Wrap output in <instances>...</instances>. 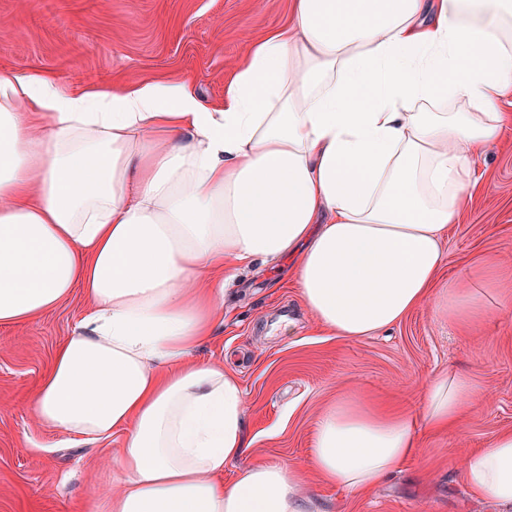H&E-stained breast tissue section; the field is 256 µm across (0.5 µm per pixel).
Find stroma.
I'll return each instance as SVG.
<instances>
[{"label": "stroma", "instance_id": "35a3bbf8", "mask_svg": "<svg viewBox=\"0 0 512 512\" xmlns=\"http://www.w3.org/2000/svg\"><path fill=\"white\" fill-rule=\"evenodd\" d=\"M291 0H0V70L57 75L75 88L144 80L192 82L199 98L224 100V80L243 44L287 25ZM470 209L448 231L442 280L468 262L505 273L497 298L512 301V127L480 158ZM87 304L74 295L30 323L0 327V512H88L112 489L108 462L121 436L79 443L39 426L29 407L56 349ZM224 364L247 397V463L306 464L320 409L352 395L415 406L434 372L454 365L482 392L463 433L425 437L399 473L366 492L307 478L314 512H498L462 481L465 459L512 430V311L490 310L459 330L430 306L360 340L319 329L302 305L291 264L242 274L225 295L224 328L198 348Z\"/></svg>", "mask_w": 512, "mask_h": 512}]
</instances>
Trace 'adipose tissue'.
Returning <instances> with one entry per match:
<instances>
[{
	"label": "adipose tissue",
	"mask_w": 512,
	"mask_h": 512,
	"mask_svg": "<svg viewBox=\"0 0 512 512\" xmlns=\"http://www.w3.org/2000/svg\"><path fill=\"white\" fill-rule=\"evenodd\" d=\"M512 97V0H292L205 104L188 81L82 89L0 70V326L88 305L31 398L38 424L123 434L89 512H308L302 469L250 465L247 399L195 351L224 327V285L295 261L325 332L374 335L428 305L452 322L489 289L441 286L444 242L473 200ZM467 373L430 376L418 411L323 408L310 465L367 490L425 433L459 431ZM232 481H225V472ZM462 479L512 507V431Z\"/></svg>",
	"instance_id": "obj_1"
}]
</instances>
